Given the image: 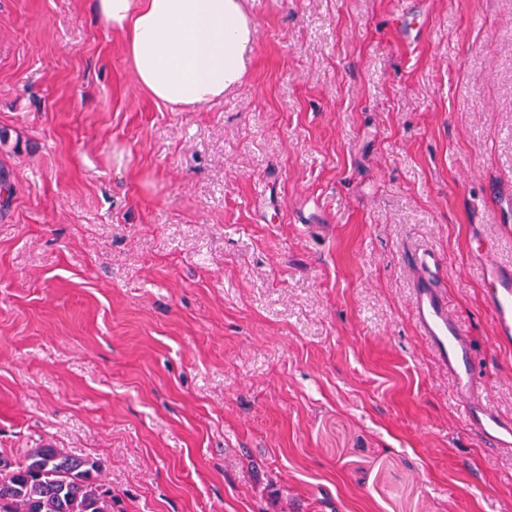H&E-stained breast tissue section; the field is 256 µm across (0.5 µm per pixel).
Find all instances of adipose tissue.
Segmentation results:
<instances>
[{
    "mask_svg": "<svg viewBox=\"0 0 512 512\" xmlns=\"http://www.w3.org/2000/svg\"><path fill=\"white\" fill-rule=\"evenodd\" d=\"M93 10L122 35L140 88L166 105L223 98L254 46L243 0H94Z\"/></svg>",
    "mask_w": 512,
    "mask_h": 512,
    "instance_id": "1",
    "label": "adipose tissue"
}]
</instances>
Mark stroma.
<instances>
[{
    "label": "stroma",
    "mask_w": 512,
    "mask_h": 512,
    "mask_svg": "<svg viewBox=\"0 0 512 512\" xmlns=\"http://www.w3.org/2000/svg\"><path fill=\"white\" fill-rule=\"evenodd\" d=\"M247 4L241 85L181 111L92 0H0V451L101 458L118 512H512L409 262L512 415V0ZM486 282L491 285L485 297L486 311L499 343L512 342V270L488 262Z\"/></svg>",
    "instance_id": "1"
}]
</instances>
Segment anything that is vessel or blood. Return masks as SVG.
<instances>
[{
	"mask_svg": "<svg viewBox=\"0 0 512 512\" xmlns=\"http://www.w3.org/2000/svg\"><path fill=\"white\" fill-rule=\"evenodd\" d=\"M417 276L414 309L420 332L432 344L441 362L454 377L470 422L491 444L512 451V417L502 415L478 401L479 385L471 363L470 339L466 328L453 316L441 289L444 261L430 248L410 255ZM486 281V311L499 343H512V270L489 265Z\"/></svg>",
	"mask_w": 512,
	"mask_h": 512,
	"instance_id": "obj_1",
	"label": "vessel or blood"
}]
</instances>
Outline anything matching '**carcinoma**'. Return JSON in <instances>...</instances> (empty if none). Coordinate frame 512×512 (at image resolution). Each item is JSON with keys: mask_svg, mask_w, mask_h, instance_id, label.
<instances>
[{"mask_svg": "<svg viewBox=\"0 0 512 512\" xmlns=\"http://www.w3.org/2000/svg\"><path fill=\"white\" fill-rule=\"evenodd\" d=\"M103 462L50 442L11 460L0 452V512H114Z\"/></svg>", "mask_w": 512, "mask_h": 512, "instance_id": "1", "label": "carcinoma"}]
</instances>
